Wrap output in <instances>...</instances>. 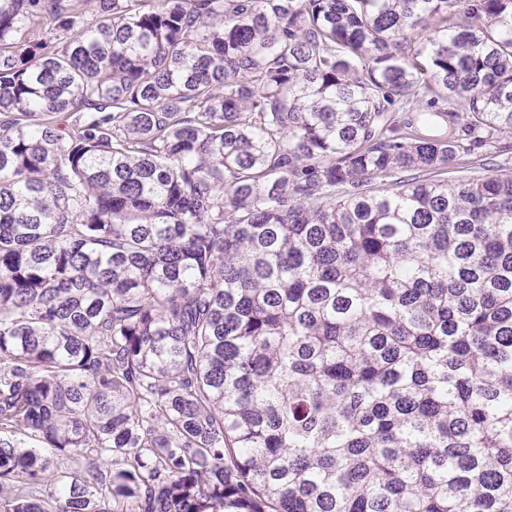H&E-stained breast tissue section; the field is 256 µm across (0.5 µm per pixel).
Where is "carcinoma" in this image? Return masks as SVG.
Masks as SVG:
<instances>
[{"instance_id": "cac0c4a2", "label": "carcinoma", "mask_w": 512, "mask_h": 512, "mask_svg": "<svg viewBox=\"0 0 512 512\" xmlns=\"http://www.w3.org/2000/svg\"><path fill=\"white\" fill-rule=\"evenodd\" d=\"M504 134L512 0H0V512H512Z\"/></svg>"}]
</instances>
